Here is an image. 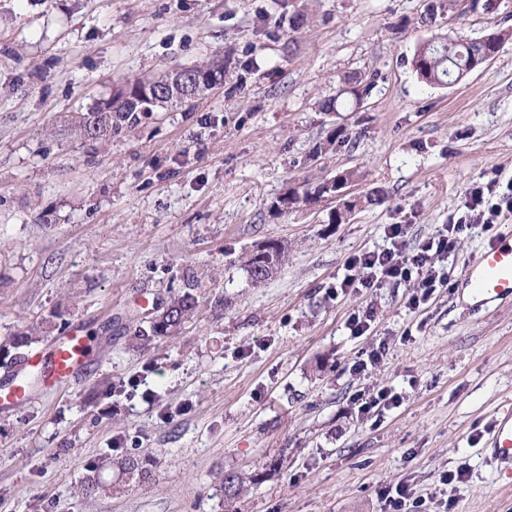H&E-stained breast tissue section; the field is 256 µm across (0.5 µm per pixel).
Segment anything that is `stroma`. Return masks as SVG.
Instances as JSON below:
<instances>
[{
    "label": "stroma",
    "instance_id": "obj_1",
    "mask_svg": "<svg viewBox=\"0 0 512 512\" xmlns=\"http://www.w3.org/2000/svg\"><path fill=\"white\" fill-rule=\"evenodd\" d=\"M0 0V375L14 336L45 348L82 326L95 349L81 381L35 390L0 413V512H380V487L413 488L420 512H512V476L483 433L512 401V302L473 312L466 264L512 211L471 224L440 266L448 289L412 309L408 284L342 293L348 258L407 247L459 216L469 187L512 183V39L458 84L412 66L432 33L478 37L501 13L455 0ZM308 22L289 33L284 17ZM220 59L221 88L87 140L78 113L124 82ZM373 78L342 112L324 99L347 73ZM344 131L333 150L318 146ZM356 170L381 191L344 224L329 205L282 216L291 187ZM278 239L288 259L254 286L246 252ZM191 293L198 314L136 345L156 306ZM371 328L351 335V314ZM365 374L353 361L376 347ZM394 387L397 408L359 414L357 394ZM133 456L145 480L75 489L97 457ZM464 469L449 485L445 472Z\"/></svg>",
    "mask_w": 512,
    "mask_h": 512
}]
</instances>
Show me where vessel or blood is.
Segmentation results:
<instances>
[{
  "label": "vessel or blood",
  "mask_w": 512,
  "mask_h": 512,
  "mask_svg": "<svg viewBox=\"0 0 512 512\" xmlns=\"http://www.w3.org/2000/svg\"><path fill=\"white\" fill-rule=\"evenodd\" d=\"M474 308L512 300V236L501 235L488 242L463 271ZM92 341L82 327H73L53 340L44 352L26 355L8 375L0 378V411L26 401L29 375L42 385L63 386L87 374L91 366ZM486 457L490 463L512 468V405L498 409L489 427Z\"/></svg>",
  "instance_id": "b4317fda"
}]
</instances>
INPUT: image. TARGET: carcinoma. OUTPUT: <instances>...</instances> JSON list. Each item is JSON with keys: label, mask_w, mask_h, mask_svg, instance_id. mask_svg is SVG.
<instances>
[{"label": "carcinoma", "mask_w": 512, "mask_h": 512, "mask_svg": "<svg viewBox=\"0 0 512 512\" xmlns=\"http://www.w3.org/2000/svg\"><path fill=\"white\" fill-rule=\"evenodd\" d=\"M512 38V28L506 27L493 33V37L482 42L477 38L465 35L446 37L440 40L430 39L421 45L412 60L413 68L418 78L425 84L435 81V85L450 84L452 76L463 68L472 67L479 69L485 64V57L489 54L499 53L503 43ZM349 85V91L360 99L370 92L371 84L363 83L359 74L352 73L345 78ZM193 101L191 97H170L163 105L152 100H147L140 109H129L122 112H103L100 105H95L87 112L79 116L77 128L81 134L95 138L99 133L110 128L117 129L121 133L133 130L143 124L147 116L154 112H160L175 104L183 106ZM381 195L377 192L365 196L355 203V207L341 211L333 210L328 221L332 224H342L364 204L379 203ZM273 247L269 257L260 258L251 253L244 261L242 269L248 279L254 285H260L270 279V273H261L257 268H263L268 263H273L275 268H280L288 257V244L282 240H271ZM196 308L195 298L186 293L172 299L168 303V312L150 321L148 328H139L135 331V339L146 341L152 337L166 336L175 331L185 321L194 316ZM119 468L124 473L133 477L142 475L139 463L132 458L114 459L110 455H103L91 462L88 467V475L81 482L78 492L86 497L110 496L114 492L112 484V469Z\"/></svg>", "instance_id": "1"}]
</instances>
